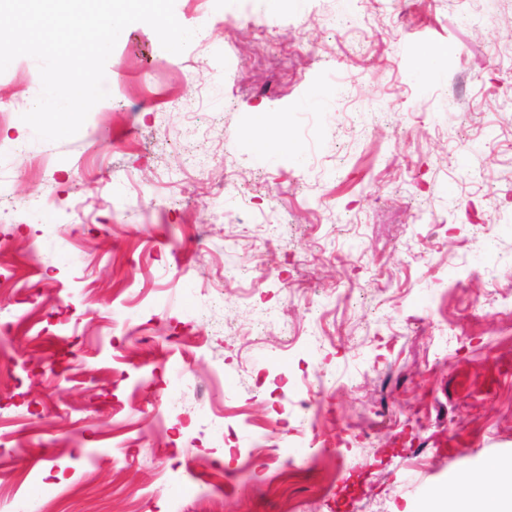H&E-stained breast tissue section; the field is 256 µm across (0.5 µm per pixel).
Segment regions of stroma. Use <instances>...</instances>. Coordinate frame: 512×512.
<instances>
[{
	"instance_id": "obj_1",
	"label": "stroma",
	"mask_w": 512,
	"mask_h": 512,
	"mask_svg": "<svg viewBox=\"0 0 512 512\" xmlns=\"http://www.w3.org/2000/svg\"><path fill=\"white\" fill-rule=\"evenodd\" d=\"M293 2L175 0L178 55L128 25L57 142L0 73L13 512H432L512 463V0Z\"/></svg>"
}]
</instances>
